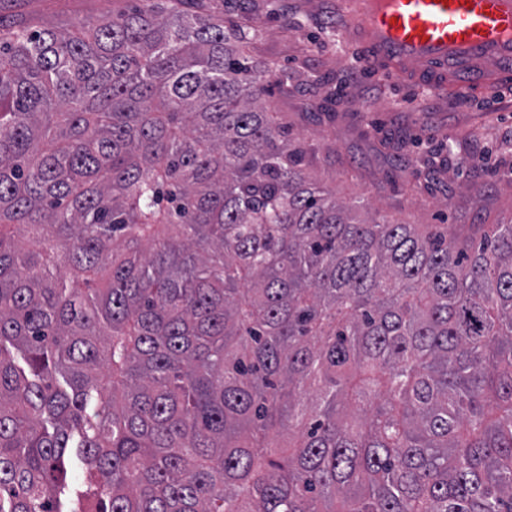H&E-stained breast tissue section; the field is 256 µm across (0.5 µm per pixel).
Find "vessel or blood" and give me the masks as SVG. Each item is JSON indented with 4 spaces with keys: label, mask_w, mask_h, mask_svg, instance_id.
<instances>
[{
    "label": "vessel or blood",
    "mask_w": 512,
    "mask_h": 512,
    "mask_svg": "<svg viewBox=\"0 0 512 512\" xmlns=\"http://www.w3.org/2000/svg\"><path fill=\"white\" fill-rule=\"evenodd\" d=\"M342 12L377 72L438 92L512 85V0H344Z\"/></svg>",
    "instance_id": "1"
}]
</instances>
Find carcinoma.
I'll list each match as a JSON object with an SVG mask.
<instances>
[{
	"instance_id": "carcinoma-1",
	"label": "carcinoma",
	"mask_w": 512,
	"mask_h": 512,
	"mask_svg": "<svg viewBox=\"0 0 512 512\" xmlns=\"http://www.w3.org/2000/svg\"><path fill=\"white\" fill-rule=\"evenodd\" d=\"M141 2L0 17V512H512V224L361 217ZM138 3L136 0H16L6 2L2 14L11 21L39 27H67L77 21L96 22Z\"/></svg>"
}]
</instances>
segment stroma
<instances>
[{
  "label": "stroma",
  "instance_id": "obj_1",
  "mask_svg": "<svg viewBox=\"0 0 512 512\" xmlns=\"http://www.w3.org/2000/svg\"><path fill=\"white\" fill-rule=\"evenodd\" d=\"M136 0H6L34 27L96 22ZM254 34L255 61L287 73L267 103L338 200L401 224L512 221V91L440 93L367 73L341 37L339 0H209Z\"/></svg>",
  "mask_w": 512,
  "mask_h": 512
}]
</instances>
